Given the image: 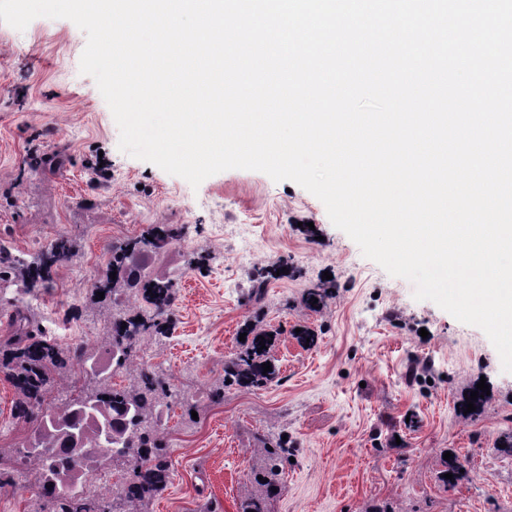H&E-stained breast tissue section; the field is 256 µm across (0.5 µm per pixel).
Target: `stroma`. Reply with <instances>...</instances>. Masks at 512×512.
<instances>
[{
	"label": "stroma",
	"instance_id": "obj_1",
	"mask_svg": "<svg viewBox=\"0 0 512 512\" xmlns=\"http://www.w3.org/2000/svg\"><path fill=\"white\" fill-rule=\"evenodd\" d=\"M85 46L67 19L39 17L22 31L0 22V244L26 259L66 235L77 250L39 295L20 278L0 281V348L21 312L34 333L105 358L112 302L93 289L109 260L102 241L184 227L146 263L176 294L172 337L139 344L176 394L157 418L170 482L147 512H241L246 498L266 497L261 438L282 435L295 452L268 512H512V459L495 449L512 431V372L487 335L416 300L410 281L366 258L294 182L231 169L195 188L122 152L108 104L80 71ZM279 259L297 275L270 281L253 307L251 278ZM326 273L330 297L306 308L305 291ZM253 318L274 334L279 375L258 389L224 387V362ZM298 326L315 333L312 347L293 336ZM480 378L488 403L460 414ZM32 432L0 377V455L16 457ZM447 452L472 481L444 485Z\"/></svg>",
	"mask_w": 512,
	"mask_h": 512
}]
</instances>
